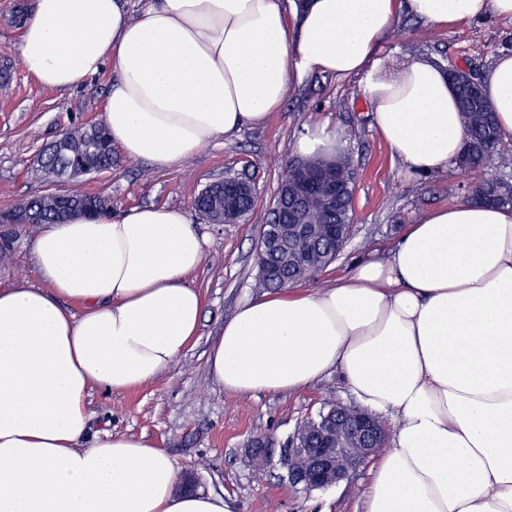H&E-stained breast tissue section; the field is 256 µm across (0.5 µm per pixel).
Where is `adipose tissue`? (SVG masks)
I'll return each mask as SVG.
<instances>
[{
    "label": "adipose tissue",
    "mask_w": 512,
    "mask_h": 512,
    "mask_svg": "<svg viewBox=\"0 0 512 512\" xmlns=\"http://www.w3.org/2000/svg\"><path fill=\"white\" fill-rule=\"evenodd\" d=\"M402 13L447 27L512 21V0H151L136 20L120 0H35L19 55L54 90L110 70L108 136L159 169L263 124L291 77L322 74L361 76L406 173L445 172L464 145L447 73L416 59L383 74ZM482 85L512 138V53ZM344 145L317 119L290 148L311 158ZM31 255L41 284L0 287V512H230L223 496L180 487L145 436L89 432L94 393L152 384L197 334L203 297L188 277L205 251L185 212L77 214L45 225ZM332 370L394 426L366 512H512V208H435L334 286L249 300L206 360L240 395Z\"/></svg>",
    "instance_id": "1"
}]
</instances>
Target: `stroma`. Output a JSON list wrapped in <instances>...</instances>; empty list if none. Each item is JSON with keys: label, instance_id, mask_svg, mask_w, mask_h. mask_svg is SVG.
<instances>
[{"label": "stroma", "instance_id": "stroma-1", "mask_svg": "<svg viewBox=\"0 0 512 512\" xmlns=\"http://www.w3.org/2000/svg\"><path fill=\"white\" fill-rule=\"evenodd\" d=\"M32 4L0 0V214L22 198L53 191L38 168L42 152L71 128L103 120L111 80L105 71L80 87L58 91L30 76L18 47L23 16ZM385 42L386 65L392 72L422 58L444 68L470 67L483 73L501 51L512 52V22L488 18L447 28L402 14ZM372 112L359 78H294L282 105L264 124L217 140L172 168L162 170L124 156L111 172L74 182V189L109 195L116 217L136 206L182 209L206 241L204 261L189 277L204 299L197 338L153 384L109 398L93 396L91 432L107 428L145 435L171 458L179 476L192 477L196 489L222 495L231 512H365L361 491L368 472L350 482L304 491L289 486L279 464L256 474L244 452L254 437L285 441L301 421L317 417L326 396L351 402L337 373L295 392L244 397L213 382L205 363L239 305L264 292L256 267L261 226L293 157L290 143L310 117L329 118L344 129L357 127L359 134L344 147L356 172L353 232L339 258L304 282L307 290L328 287L359 263L386 255L416 216L466 199L483 179L512 176V139L499 142L481 171L407 176L375 131ZM225 176L252 178L257 207L248 220L211 224L195 213L192 201L207 184ZM38 232L31 224L0 223L1 287L40 284L30 251Z\"/></svg>", "mask_w": 512, "mask_h": 512}]
</instances>
